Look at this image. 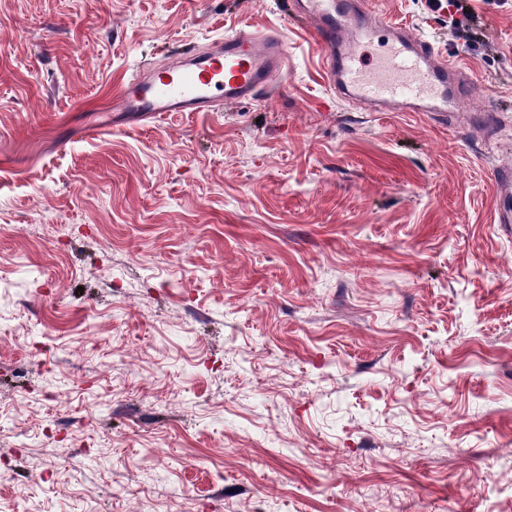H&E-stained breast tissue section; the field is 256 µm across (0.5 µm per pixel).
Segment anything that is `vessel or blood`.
I'll return each mask as SVG.
<instances>
[{"label":"vessel or blood","instance_id":"1","mask_svg":"<svg viewBox=\"0 0 512 512\" xmlns=\"http://www.w3.org/2000/svg\"><path fill=\"white\" fill-rule=\"evenodd\" d=\"M288 10L314 32L323 67L337 95L400 112H450L473 87L460 68L428 39L395 30L375 14L368 0H290ZM390 32L384 50L364 64L367 48ZM282 36L246 29L214 39L190 62L155 66L143 62L124 82L112 106L116 112L157 116L165 112H219L224 105L274 91L286 65Z\"/></svg>","mask_w":512,"mask_h":512}]
</instances>
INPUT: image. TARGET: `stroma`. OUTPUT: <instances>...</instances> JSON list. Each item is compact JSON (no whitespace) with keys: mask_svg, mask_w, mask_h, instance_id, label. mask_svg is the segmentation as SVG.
<instances>
[{"mask_svg":"<svg viewBox=\"0 0 512 512\" xmlns=\"http://www.w3.org/2000/svg\"><path fill=\"white\" fill-rule=\"evenodd\" d=\"M370 0L480 129L371 112L277 0H0V512H512V0ZM246 28L271 94L112 109ZM471 0H448V26L457 34H470L478 14L468 4ZM494 181L496 184V192L499 198L508 200V205H504L499 210L498 222L501 224H511L512 207L509 191L511 190L512 185V165L510 161H505L498 164L496 170H494Z\"/></svg>","mask_w":512,"mask_h":512,"instance_id":"35a3bbf8","label":"stroma"}]
</instances>
